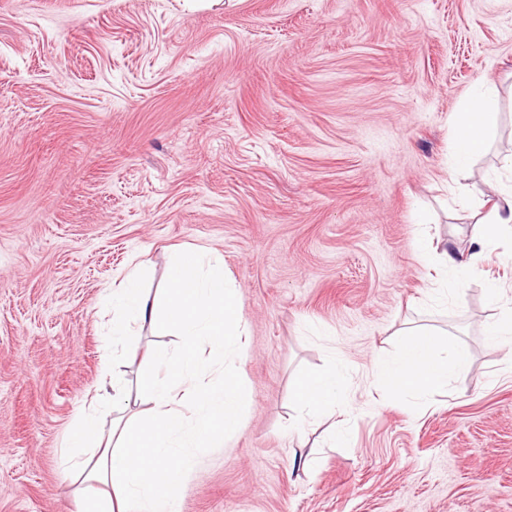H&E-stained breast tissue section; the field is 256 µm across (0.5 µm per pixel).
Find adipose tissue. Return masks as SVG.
I'll use <instances>...</instances> for the list:
<instances>
[{"instance_id": "1", "label": "adipose tissue", "mask_w": 512, "mask_h": 512, "mask_svg": "<svg viewBox=\"0 0 512 512\" xmlns=\"http://www.w3.org/2000/svg\"><path fill=\"white\" fill-rule=\"evenodd\" d=\"M493 93L489 84H476L455 122L448 162L451 181L465 178L497 129L498 114L488 104ZM483 222L471 255L445 241L420 245L419 252L435 258L452 276L472 269L487 258L499 230L512 225V186L498 189ZM167 281L162 297L150 296L135 269L109 297L113 348L125 361L149 365L155 372L148 384L152 414L141 423L126 419L130 401L117 373L111 382V429H101L95 410H81L63 457L65 472H77L87 486L76 498L74 512H179L182 488L198 464L197 449L213 447L222 433L244 425L248 388L240 366L248 345L239 296L224 276L223 254L178 251ZM160 324L179 336L175 354L142 349L132 331L136 325ZM439 347L438 332L424 326L412 329L394 351L374 352L372 370L392 392L433 394L471 363L467 347L456 345L444 353ZM206 348L221 357V381L212 379L214 366L202 354ZM343 380L342 364L332 363L299 378L294 397L310 413L348 414Z\"/></svg>"}]
</instances>
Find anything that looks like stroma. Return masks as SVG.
Here are the masks:
<instances>
[{
    "mask_svg": "<svg viewBox=\"0 0 512 512\" xmlns=\"http://www.w3.org/2000/svg\"><path fill=\"white\" fill-rule=\"evenodd\" d=\"M512 147V0H0V512H72L64 438L102 384L105 289L212 249L249 337L242 429L198 451L181 512H512V235L432 305L418 239L469 248L448 188L476 80ZM500 290L491 299L489 286ZM426 325L472 363L426 399L374 350ZM353 412L292 425L333 359Z\"/></svg>",
    "mask_w": 512,
    "mask_h": 512,
    "instance_id": "stroma-1",
    "label": "stroma"
}]
</instances>
